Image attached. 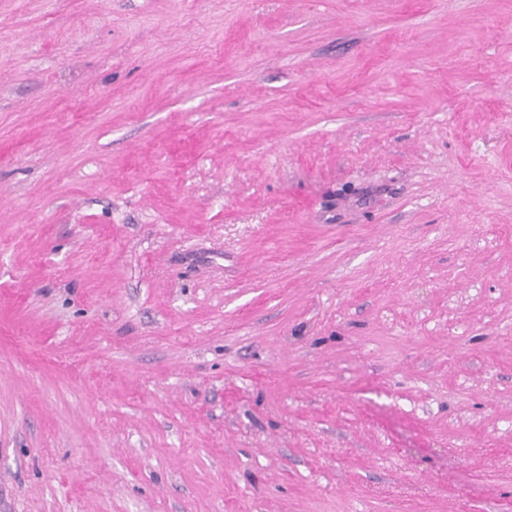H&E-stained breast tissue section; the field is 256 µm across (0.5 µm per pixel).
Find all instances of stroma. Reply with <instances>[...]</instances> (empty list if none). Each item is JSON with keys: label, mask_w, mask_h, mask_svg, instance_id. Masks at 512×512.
I'll return each instance as SVG.
<instances>
[{"label": "stroma", "mask_w": 512, "mask_h": 512, "mask_svg": "<svg viewBox=\"0 0 512 512\" xmlns=\"http://www.w3.org/2000/svg\"><path fill=\"white\" fill-rule=\"evenodd\" d=\"M0 512H512V0H0Z\"/></svg>", "instance_id": "1"}]
</instances>
